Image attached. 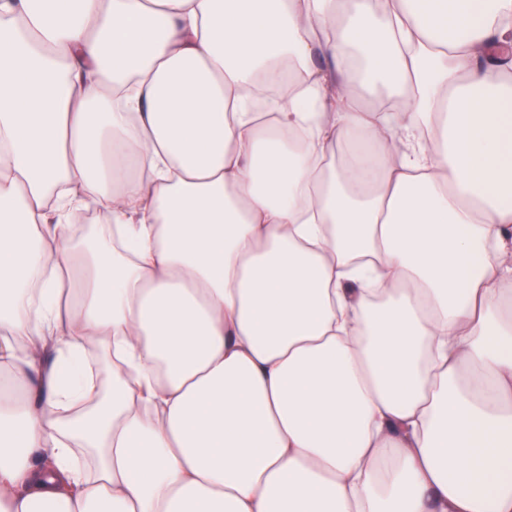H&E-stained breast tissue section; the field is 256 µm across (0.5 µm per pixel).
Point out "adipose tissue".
<instances>
[{
    "instance_id": "adipose-tissue-1",
    "label": "adipose tissue",
    "mask_w": 512,
    "mask_h": 512,
    "mask_svg": "<svg viewBox=\"0 0 512 512\" xmlns=\"http://www.w3.org/2000/svg\"><path fill=\"white\" fill-rule=\"evenodd\" d=\"M1 144L0 512H512V0H0Z\"/></svg>"
}]
</instances>
